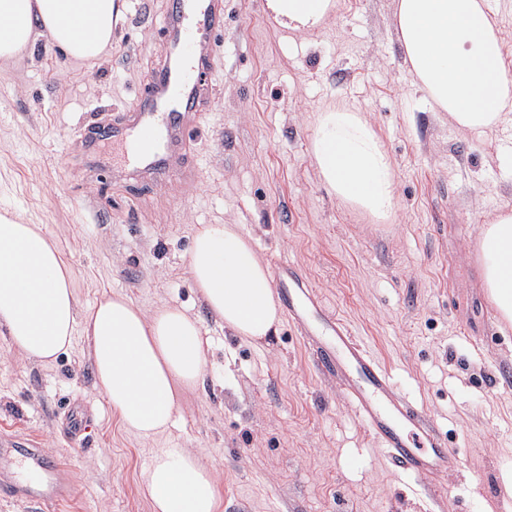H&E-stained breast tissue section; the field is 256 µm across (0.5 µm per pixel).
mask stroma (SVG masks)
<instances>
[{
  "mask_svg": "<svg viewBox=\"0 0 512 512\" xmlns=\"http://www.w3.org/2000/svg\"><path fill=\"white\" fill-rule=\"evenodd\" d=\"M214 94L176 168L139 176L124 147L99 160L88 119L131 110L166 50L170 0H128L97 61L48 41L0 60V213L53 233L80 310L104 294L145 311L188 308L210 339L204 383L145 442L94 386L85 338L53 363L23 358L0 329V436L66 458L79 484L61 512H150L137 483L149 448L199 451L221 476L224 512H512V327L483 285L481 224L512 205L503 132L475 135L434 111L397 38L396 0H337L325 29L279 31L262 0H222ZM374 126L394 163L396 214L370 223L332 198L311 157L318 113ZM195 171L182 183L178 171ZM201 224H240L265 261L297 264L446 437L456 466L420 485L389 468L334 380L289 325L252 344L224 332L191 286ZM94 430L64 434L74 401Z\"/></svg>",
  "mask_w": 512,
  "mask_h": 512,
  "instance_id": "stroma-1",
  "label": "stroma"
}]
</instances>
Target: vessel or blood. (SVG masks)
<instances>
[{
  "mask_svg": "<svg viewBox=\"0 0 512 512\" xmlns=\"http://www.w3.org/2000/svg\"><path fill=\"white\" fill-rule=\"evenodd\" d=\"M167 28L169 53L155 70L138 112L128 127L107 136L128 143L131 159L143 170L164 166L172 147L184 142L202 115L212 90L209 43L224 27L220 0H177ZM289 324L310 350L317 369L336 380L364 425L377 439L389 466L423 482L448 472L444 438L425 413L399 397L390 373L330 311L293 263L274 262ZM76 492L70 467L47 454L34 439L0 437V497L28 512H54Z\"/></svg>",
  "mask_w": 512,
  "mask_h": 512,
  "instance_id": "1",
  "label": "vessel or blood"
}]
</instances>
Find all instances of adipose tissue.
Returning a JSON list of instances; mask_svg holds the SVG:
<instances>
[{
	"label": "adipose tissue",
	"instance_id": "obj_1",
	"mask_svg": "<svg viewBox=\"0 0 512 512\" xmlns=\"http://www.w3.org/2000/svg\"><path fill=\"white\" fill-rule=\"evenodd\" d=\"M125 0H0V59L40 38L68 58L92 62L112 44ZM284 31L325 28L335 0H263ZM395 27L416 85L438 112L468 131L512 128V73L504 38L482 0H397ZM312 160L329 193L372 221L395 215L392 160L373 125L347 109L319 113ZM484 286L500 320L512 325V206L479 234ZM191 285L208 312L240 340L278 335L282 308L269 265L239 224H203L188 257ZM0 328L27 359L48 364L82 332L98 393L142 440L173 426L186 394L198 390L208 355L201 321L165 304L145 312L125 295L78 309L74 270L41 224L0 214ZM138 485L151 512H223L213 464L190 448H153Z\"/></svg>",
	"mask_w": 512,
	"mask_h": 512
}]
</instances>
